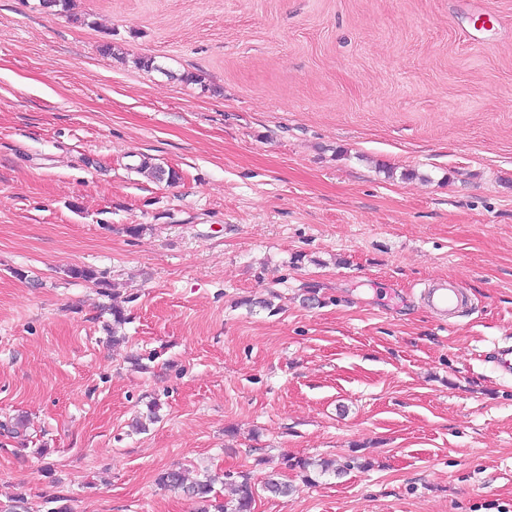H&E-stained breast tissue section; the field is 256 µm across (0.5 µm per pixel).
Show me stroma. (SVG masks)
<instances>
[{
	"label": "stroma",
	"mask_w": 512,
	"mask_h": 512,
	"mask_svg": "<svg viewBox=\"0 0 512 512\" xmlns=\"http://www.w3.org/2000/svg\"><path fill=\"white\" fill-rule=\"evenodd\" d=\"M511 343L512 0H0V503L512 512ZM423 300L437 315L452 322L459 310L468 306L469 301L458 285L448 281L431 283L424 290ZM215 477L207 476L205 480H197L187 483L183 472L179 469H172L160 474L157 479L158 485L162 487L181 488L190 497L200 502H210V494L213 491ZM234 474L231 471L224 472V483H230L234 486V502H230L233 504L218 505L217 512H252L258 489L246 475L239 474L235 476ZM236 478H241V481Z\"/></svg>",
	"instance_id": "1"
}]
</instances>
